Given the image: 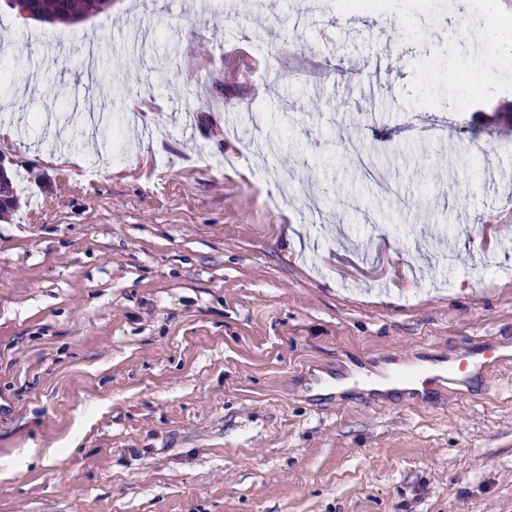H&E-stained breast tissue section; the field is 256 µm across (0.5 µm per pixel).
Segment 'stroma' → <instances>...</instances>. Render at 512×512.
Returning a JSON list of instances; mask_svg holds the SVG:
<instances>
[{"label": "stroma", "mask_w": 512, "mask_h": 512, "mask_svg": "<svg viewBox=\"0 0 512 512\" xmlns=\"http://www.w3.org/2000/svg\"><path fill=\"white\" fill-rule=\"evenodd\" d=\"M214 2L0 6V512H512V367L433 407L313 393L512 350V60L477 68L455 0L370 40ZM451 71L493 84L458 111ZM474 135L503 180L457 168ZM109 0H37L42 19L50 22L75 23L91 12L105 9Z\"/></svg>", "instance_id": "obj_1"}]
</instances>
